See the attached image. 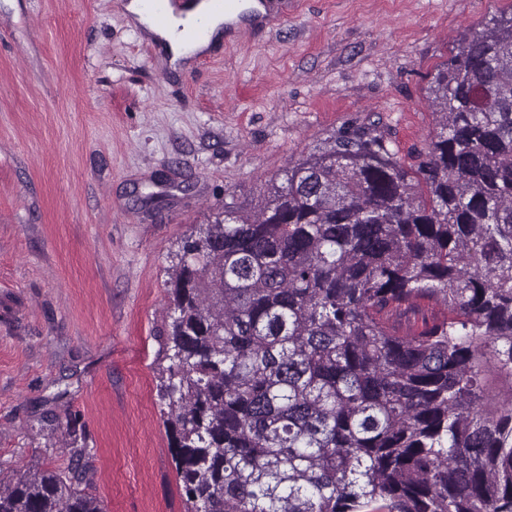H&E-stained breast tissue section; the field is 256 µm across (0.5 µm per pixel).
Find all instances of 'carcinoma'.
I'll list each match as a JSON object with an SVG mask.
<instances>
[{"instance_id": "1", "label": "carcinoma", "mask_w": 512, "mask_h": 512, "mask_svg": "<svg viewBox=\"0 0 512 512\" xmlns=\"http://www.w3.org/2000/svg\"><path fill=\"white\" fill-rule=\"evenodd\" d=\"M429 89L416 164L350 125L182 241L158 396L188 512H512V16ZM419 299L448 315L399 335ZM88 472L0 477V512H105Z\"/></svg>"}]
</instances>
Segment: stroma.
Masks as SVG:
<instances>
[{"label":"stroma","mask_w":512,"mask_h":512,"mask_svg":"<svg viewBox=\"0 0 512 512\" xmlns=\"http://www.w3.org/2000/svg\"><path fill=\"white\" fill-rule=\"evenodd\" d=\"M126 2L0 0V475L83 448L107 512H187L157 390L181 238L348 125L411 161L433 73L512 0H297L179 70Z\"/></svg>","instance_id":"35a3bbf8"}]
</instances>
